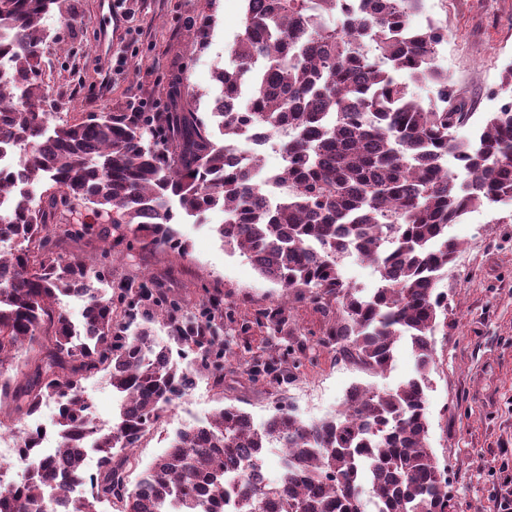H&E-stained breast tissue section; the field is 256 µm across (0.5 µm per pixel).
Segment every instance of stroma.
I'll use <instances>...</instances> for the list:
<instances>
[{"label": "stroma", "mask_w": 512, "mask_h": 512, "mask_svg": "<svg viewBox=\"0 0 512 512\" xmlns=\"http://www.w3.org/2000/svg\"><path fill=\"white\" fill-rule=\"evenodd\" d=\"M121 30L102 43L99 0H63L40 26L50 58L41 79L53 123L77 122L91 112H129L146 106L173 110L172 82L184 106L205 113L219 92L217 68L242 29L243 0H112ZM427 16L448 28L437 56L448 84L467 101L472 118L458 129L470 136L500 103L494 91L512 64V0H426ZM512 204L479 207L448 229L460 244L457 259L440 271L436 288L448 296L447 323L434 336L436 364L427 391L428 443L446 468L458 512H495L504 476L512 475ZM224 211L178 220L187 256L165 249L126 251L113 230L64 241V257L114 253V277L149 276L153 285L196 313L207 299L224 304L222 384L200 374L137 450L141 467L168 447L177 429L209 419L233 404L255 423L275 406L311 422L342 409L348 389L361 383L381 391L415 374V359L400 347L390 370L372 375L335 348L321 344L329 315L309 300L283 301L280 288L240 254H229L214 231ZM283 310L288 322L272 335L266 313Z\"/></svg>", "instance_id": "obj_1"}]
</instances>
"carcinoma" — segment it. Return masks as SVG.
<instances>
[{"instance_id":"cac0c4a2","label":"carcinoma","mask_w":512,"mask_h":512,"mask_svg":"<svg viewBox=\"0 0 512 512\" xmlns=\"http://www.w3.org/2000/svg\"><path fill=\"white\" fill-rule=\"evenodd\" d=\"M242 30L229 62L215 73L221 94L211 121L197 112H100L49 128L36 28L60 0H0V152L17 150L18 180L56 187L48 206L15 198L0 227V401L20 421L46 399L58 403L60 457L19 486L0 488L11 512H55L43 497L49 480L84 478L78 440L91 436L102 457L90 496L71 512H161L175 496L182 512H213L237 499L240 512H364L361 478L372 479L378 512H456L448 476L427 443L426 390L435 363L431 337L448 308L438 272L455 262L459 242L448 226L471 209L512 201V65L497 89L498 109L468 139L456 131L467 102L448 91L436 64L448 39L422 14L425 0H244ZM339 16L330 25L327 18ZM435 84L424 100L411 84ZM284 133L286 165L275 176L277 200L228 161L244 130ZM453 156L466 180L446 167ZM84 205L93 222L51 225L58 207ZM227 215L215 231L224 249L244 256L283 297L336 308L323 343L363 369L388 370L400 341L416 376L380 392L355 385L338 414L307 424L277 407L256 426L239 407L175 432L170 447L141 474L136 448L193 376L221 368L224 336L213 302L198 319L146 281H112L111 251L88 264L65 258L58 235L76 237L112 221L128 248L166 247L187 254L171 227L173 208L196 216L216 206ZM376 265L380 285L364 298L344 280L346 251ZM87 299L83 337L60 297ZM173 324L179 358L158 345L151 324ZM35 352L26 383L9 367ZM196 355V360L188 356ZM104 373L122 396L117 427L94 430L82 380ZM288 449L279 481L250 477L265 449Z\"/></svg>"}]
</instances>
